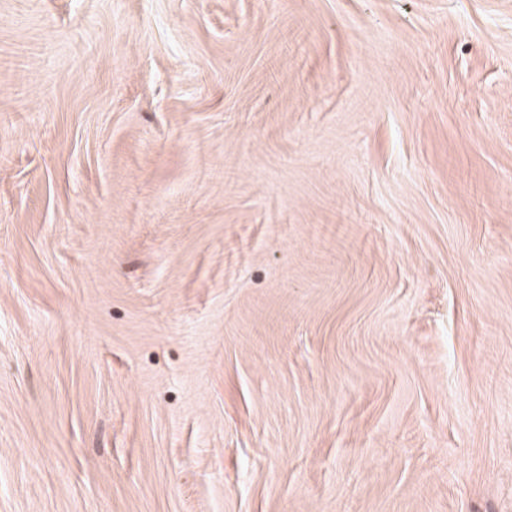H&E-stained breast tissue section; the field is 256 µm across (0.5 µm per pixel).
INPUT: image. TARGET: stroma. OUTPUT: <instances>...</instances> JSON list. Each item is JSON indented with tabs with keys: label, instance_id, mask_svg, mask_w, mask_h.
I'll return each mask as SVG.
<instances>
[{
	"label": "stroma",
	"instance_id": "1",
	"mask_svg": "<svg viewBox=\"0 0 512 512\" xmlns=\"http://www.w3.org/2000/svg\"><path fill=\"white\" fill-rule=\"evenodd\" d=\"M0 512H512V0H0Z\"/></svg>",
	"mask_w": 512,
	"mask_h": 512
}]
</instances>
